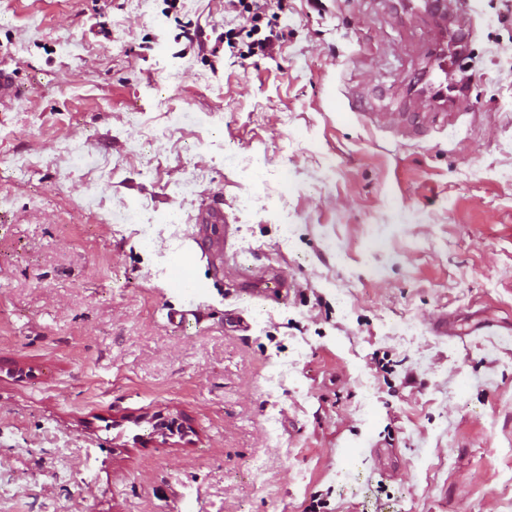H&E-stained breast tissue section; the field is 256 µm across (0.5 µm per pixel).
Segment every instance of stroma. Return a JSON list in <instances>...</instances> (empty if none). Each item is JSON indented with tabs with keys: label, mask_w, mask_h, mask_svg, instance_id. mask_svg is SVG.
<instances>
[{
	"label": "stroma",
	"mask_w": 512,
	"mask_h": 512,
	"mask_svg": "<svg viewBox=\"0 0 512 512\" xmlns=\"http://www.w3.org/2000/svg\"><path fill=\"white\" fill-rule=\"evenodd\" d=\"M464 2L443 108L410 93L426 18L392 0H272L280 39L245 60L209 53L249 41L224 0H0V512H512V0ZM226 147L267 164L242 179ZM136 203L152 237L112 220ZM240 264L287 298L242 294ZM159 411L191 441L149 440ZM203 178L201 170L194 164L188 163L184 169L183 177L173 188L174 194L183 199L195 194L197 184Z\"/></svg>",
	"instance_id": "obj_1"
}]
</instances>
